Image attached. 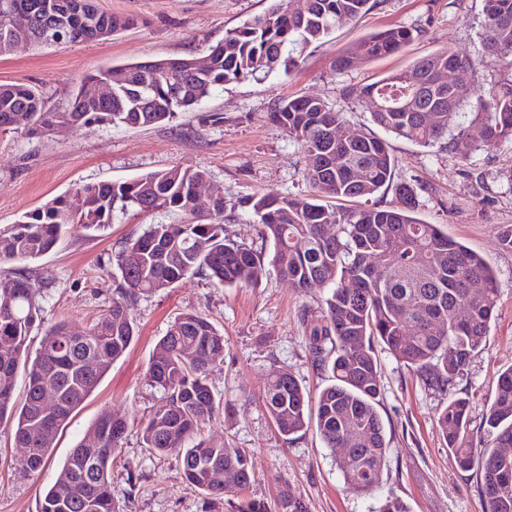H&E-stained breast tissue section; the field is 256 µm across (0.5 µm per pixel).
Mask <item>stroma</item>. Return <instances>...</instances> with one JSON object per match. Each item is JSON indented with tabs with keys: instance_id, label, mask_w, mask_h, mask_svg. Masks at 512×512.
Masks as SVG:
<instances>
[{
	"instance_id": "35a3bbf8",
	"label": "stroma",
	"mask_w": 512,
	"mask_h": 512,
	"mask_svg": "<svg viewBox=\"0 0 512 512\" xmlns=\"http://www.w3.org/2000/svg\"><path fill=\"white\" fill-rule=\"evenodd\" d=\"M99 10L136 17L134 27L99 41L52 46L21 45L0 55V83L36 87L48 110H64L74 86L110 65L192 56L206 57L226 30L264 14L270 0H95ZM484 0H377L361 19L339 24L323 42L306 48L289 73L225 86L170 123L146 128L90 124L47 136L0 133V227L63 194L75 184L124 180L175 165L206 171L207 190L224 197V227L233 240L263 254L271 247L244 198L256 193L308 197L306 160L297 142L270 113L282 100L309 95L342 110L348 132L380 134L366 106L348 88L377 81L438 49L470 58L472 68L456 81L486 92L492 70L484 62ZM421 27L420 38L387 57L347 71L335 61L351 43L386 27ZM395 157V182H412L416 216L440 225L449 238L478 253L495 272L498 310L487 340L457 381L470 400V429L485 434L487 406L499 373L512 367V250L501 241L512 226V144L483 147L463 161L445 143L422 147L387 135ZM150 216L114 221L96 237L71 230L57 248L26 267L48 279L41 327L27 343L36 355L46 328L67 322L85 331L116 298L112 256ZM315 288L302 294L268 271L255 285L224 287L205 274L190 275L164 291L129 301L126 312L137 336L115 361L72 419L42 470L26 469L24 449L0 433V512H40L71 449L102 413L124 417L128 429L112 459V494L125 512H205L202 495L190 485L181 463L145 448L141 427L165 402L147 368L158 340L180 313L206 315L224 333V359L211 365L208 382L228 413L206 425L202 439L248 449L254 472L247 498L274 506L282 489L300 495L308 512H377L389 495L410 512H487L475 472L458 470L448 456L436 421L445 396L425 388L386 347H377L382 395L378 411L390 441L380 487L371 494L348 490L340 452L325 447L315 430L283 436L267 414L262 395L275 369L291 373L310 393L328 380L311 362L299 319L318 306Z\"/></svg>"
}]
</instances>
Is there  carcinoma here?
<instances>
[{
    "instance_id": "obj_1",
    "label": "carcinoma",
    "mask_w": 512,
    "mask_h": 512,
    "mask_svg": "<svg viewBox=\"0 0 512 512\" xmlns=\"http://www.w3.org/2000/svg\"><path fill=\"white\" fill-rule=\"evenodd\" d=\"M374 6V0H271L263 15L226 31L205 66L189 56L110 66L86 76L62 112L48 111L27 85L0 84V132L41 136L57 127L171 122L228 84L289 70L336 24ZM16 11L29 15L28 27H13ZM135 24L132 16L98 10L93 0H0V55L19 41L46 44L49 29L59 30L68 43L106 39ZM483 27L487 62L495 68L488 96L472 98L466 89L441 82L449 67L473 66L446 49L349 94L366 104L386 132L423 147L444 141L465 161L483 145L512 142V0H485ZM420 33L405 24L372 33L336 58V70L392 54ZM90 84H103L109 92L94 96ZM271 118L299 144L313 197L255 193L245 204L262 226L279 275L303 293L327 290L318 309L301 310L300 321L313 363L331 374L330 383L312 396L287 371H272L262 397L272 421L284 436L314 425L326 447L349 449L341 466L344 483L357 494L372 493L382 481L389 445L377 409L381 374L375 345L383 344L425 387L447 397L439 433L459 468L479 471L488 512H512V368L498 376L481 444L467 429L469 399L455 393L497 310L494 272L439 225L415 216L413 185L393 184L395 159L384 139L349 138L343 112L318 97L284 100ZM474 127L481 130L479 142L470 136ZM205 181L203 170L173 166L121 182L78 184L0 228V263L20 264L51 251L70 226L98 233L130 213L174 217L128 236L114 253L122 300L112 301L80 335L64 322L51 326L31 362L26 347L42 320L48 283L21 268L0 273V423L8 421L16 444L29 449V469L47 464L61 430L133 342L136 329L126 301L198 272L229 287L257 284L266 275L262 255L226 236L224 198L214 199L204 215L196 209L194 198ZM391 188L396 203L387 208L340 211L321 203L368 201ZM329 225L336 232H326ZM218 359H224V332L208 318L186 312L171 323L148 369L149 381L166 401L142 427V440L160 456L177 457L189 484L212 501H224L228 512H264L238 496L252 477L247 449L204 440L190 444L224 413L223 400L208 383L209 366ZM20 371L27 384L18 404ZM47 386L57 405L44 416L40 397ZM126 431L119 416L97 419L63 462L41 512H124L112 495L109 461ZM212 469L226 474L225 485L212 482ZM276 512L307 507L284 492Z\"/></svg>"
}]
</instances>
